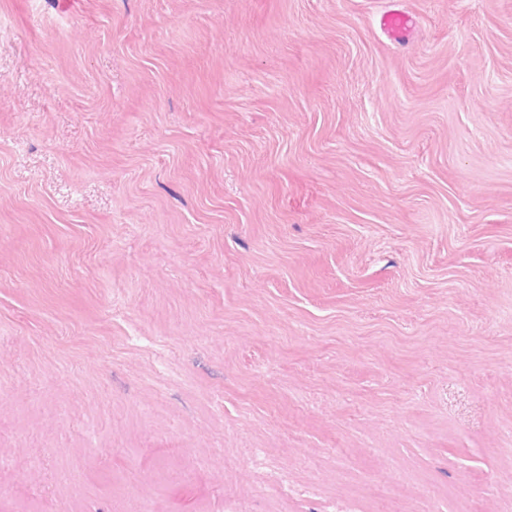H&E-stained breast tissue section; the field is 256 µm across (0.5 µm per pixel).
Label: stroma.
Instances as JSON below:
<instances>
[{
	"mask_svg": "<svg viewBox=\"0 0 512 512\" xmlns=\"http://www.w3.org/2000/svg\"><path fill=\"white\" fill-rule=\"evenodd\" d=\"M0 512H512V0H0ZM380 29L387 37L398 44L409 40L412 32V19L400 9H390L379 19Z\"/></svg>",
	"mask_w": 512,
	"mask_h": 512,
	"instance_id": "stroma-1",
	"label": "stroma"
}]
</instances>
